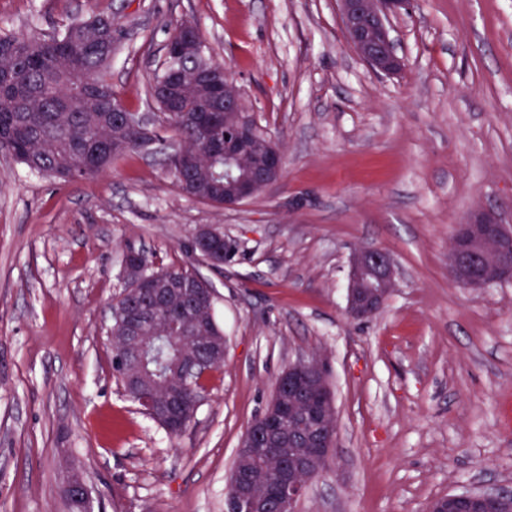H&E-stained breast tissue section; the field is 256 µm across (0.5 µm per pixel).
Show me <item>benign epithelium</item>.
<instances>
[{
	"label": "benign epithelium",
	"mask_w": 512,
	"mask_h": 512,
	"mask_svg": "<svg viewBox=\"0 0 512 512\" xmlns=\"http://www.w3.org/2000/svg\"><path fill=\"white\" fill-rule=\"evenodd\" d=\"M339 18L349 45L376 74L393 76L402 73L405 63L394 47L389 23L412 10L413 0H337ZM240 89L229 77L213 85L204 112L224 113V207L235 208L256 195L257 187L266 188L281 179L283 154L275 142L261 153L255 151L243 128L237 123ZM218 236L213 228L202 225L195 240L209 249L211 262L218 251L211 248ZM448 269L452 279L463 288H485L512 281V225L506 224L493 210H480L461 224L455 225L448 252ZM396 272L388 255L378 249H357L349 264L347 313L356 320L374 316L385 305L395 286ZM145 349L144 337L135 330L125 336L124 353L138 358ZM317 392L311 401L315 425L306 438L308 452L290 464L292 468L322 472L335 450L337 421L333 392L328 382L326 365L318 360H302L288 367L278 378L272 398L263 412L264 423L251 424L243 433L238 449L250 451L258 446L278 447L281 434L288 427L293 411V396L304 394L310 386ZM248 476L234 472L228 477L226 512H234L229 504L241 500L240 490ZM285 493L280 498L279 512H295L307 483L284 478ZM66 493L74 498L88 496V490L76 476L66 477ZM494 490L465 491L434 500L429 512H485V501L505 498Z\"/></svg>",
	"instance_id": "obj_1"
}]
</instances>
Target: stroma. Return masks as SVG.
Masks as SVG:
<instances>
[{"label": "stroma", "mask_w": 512, "mask_h": 512, "mask_svg": "<svg viewBox=\"0 0 512 512\" xmlns=\"http://www.w3.org/2000/svg\"><path fill=\"white\" fill-rule=\"evenodd\" d=\"M123 37L104 78L132 112L188 17L247 108L275 133L279 183L233 209L182 195L163 154L135 151L62 186L0 151V512H225L247 426L278 377L326 361L335 452L296 512H427L454 492H512V282L448 272L456 224L512 223V0H415L392 22L395 78L350 48L336 0H0V33L47 35L89 9ZM240 242L223 269L196 259L202 225ZM387 253L385 308L346 312L353 249ZM210 283L224 331L190 427L172 438L112 375L110 304L123 254Z\"/></svg>", "instance_id": "1"}]
</instances>
